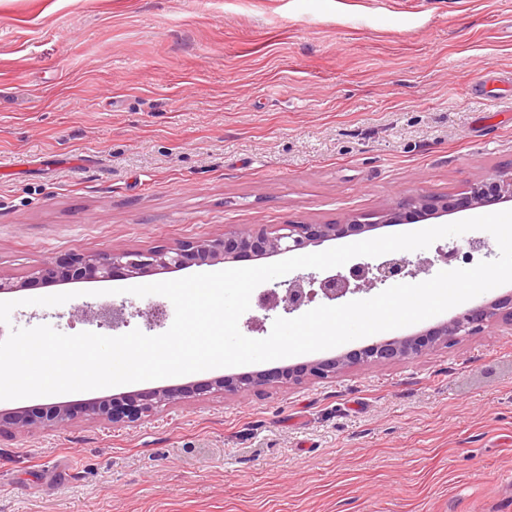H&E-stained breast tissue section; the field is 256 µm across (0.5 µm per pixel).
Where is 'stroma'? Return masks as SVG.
<instances>
[{"label":"stroma","instance_id":"1","mask_svg":"<svg viewBox=\"0 0 512 512\" xmlns=\"http://www.w3.org/2000/svg\"><path fill=\"white\" fill-rule=\"evenodd\" d=\"M512 165V0H0V276L328 224ZM166 332L161 295L116 293ZM16 328L108 334L96 296ZM165 310L151 324L149 307ZM0 512H512V335L0 433Z\"/></svg>","mask_w":512,"mask_h":512}]
</instances>
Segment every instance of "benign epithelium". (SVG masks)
Instances as JSON below:
<instances>
[{
  "instance_id": "7a95c632",
  "label": "benign epithelium",
  "mask_w": 512,
  "mask_h": 512,
  "mask_svg": "<svg viewBox=\"0 0 512 512\" xmlns=\"http://www.w3.org/2000/svg\"><path fill=\"white\" fill-rule=\"evenodd\" d=\"M512 201V167L504 168L468 183L455 196L420 193L398 203L394 208L371 215L354 214L329 224H280L273 231L244 225L217 238L188 240L174 247H157L131 251L116 247L91 253H70L50 259L33 270L24 281L0 276V294L16 292L30 284L44 287L59 281H106L114 277L127 279L152 275L163 270H179L190 266L233 263L285 253H299L321 242L361 234L387 224H403L427 218H439L450 212L465 211L497 202ZM433 260L413 262L394 253L377 265L361 262L348 274L323 279L296 277L274 285L261 298L267 312L277 308L292 313L311 303L317 295L337 300L349 294L369 291L380 284L414 277L429 269ZM87 320L119 328L127 323L124 306L100 304L83 310ZM509 328L512 335V291L496 297L484 296L454 314L447 321L420 333L392 338L362 349H352L332 358L287 365L251 373L220 375L209 380L183 385L153 388L121 399L102 398L77 403H52L35 408H19L0 412V427L8 425L16 434L34 428H61L77 418H91L112 423H135L162 408L177 404L194 395L207 393L236 394L260 390L268 386L323 380L335 376L346 367L360 364H390L419 358L433 350L449 347L487 329Z\"/></svg>"
}]
</instances>
